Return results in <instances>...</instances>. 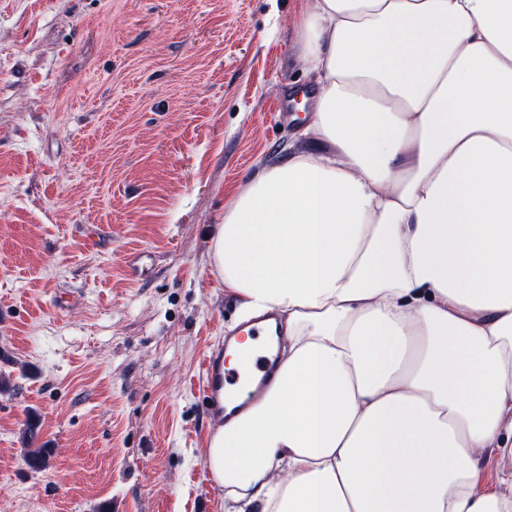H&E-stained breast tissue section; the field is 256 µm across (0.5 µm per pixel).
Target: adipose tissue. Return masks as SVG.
Instances as JSON below:
<instances>
[{
  "instance_id": "adipose-tissue-1",
  "label": "adipose tissue",
  "mask_w": 512,
  "mask_h": 512,
  "mask_svg": "<svg viewBox=\"0 0 512 512\" xmlns=\"http://www.w3.org/2000/svg\"><path fill=\"white\" fill-rule=\"evenodd\" d=\"M307 134L210 237L246 338L204 448L233 512H512V0H300ZM505 459L494 477L483 460Z\"/></svg>"
}]
</instances>
